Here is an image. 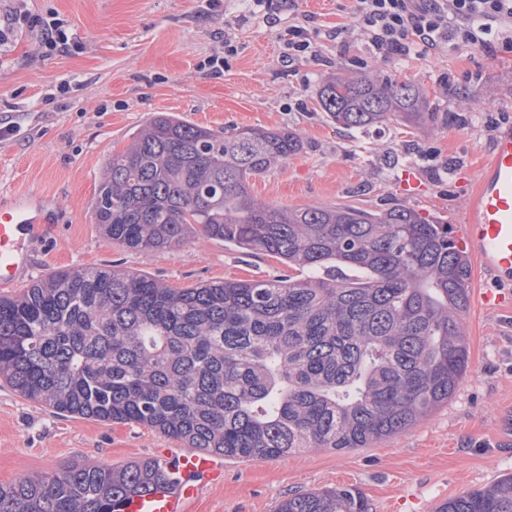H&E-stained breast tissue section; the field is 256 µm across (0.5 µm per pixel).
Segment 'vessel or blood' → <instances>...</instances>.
Here are the masks:
<instances>
[{
    "label": "vessel or blood",
    "instance_id": "1",
    "mask_svg": "<svg viewBox=\"0 0 512 512\" xmlns=\"http://www.w3.org/2000/svg\"><path fill=\"white\" fill-rule=\"evenodd\" d=\"M480 190L460 238L487 276L512 281V129L497 132ZM42 231L23 206L0 209V286L16 283L30 262V246ZM165 479L150 492L123 497L114 512H196L204 487L224 483L222 458L180 448L161 452Z\"/></svg>",
    "mask_w": 512,
    "mask_h": 512
}]
</instances>
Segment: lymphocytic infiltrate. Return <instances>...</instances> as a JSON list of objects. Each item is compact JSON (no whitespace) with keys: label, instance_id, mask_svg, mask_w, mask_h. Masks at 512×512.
<instances>
[{"label":"lymphocytic infiltrate","instance_id":"f902f5d3","mask_svg":"<svg viewBox=\"0 0 512 512\" xmlns=\"http://www.w3.org/2000/svg\"><path fill=\"white\" fill-rule=\"evenodd\" d=\"M16 0L4 27L0 46L20 29L38 32L44 55L68 49L69 30L52 15L34 16ZM350 13L365 43L364 56L389 60L416 55L432 56L444 46H487L512 53V0H351Z\"/></svg>","mask_w":512,"mask_h":512}]
</instances>
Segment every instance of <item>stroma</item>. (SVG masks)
Here are the masks:
<instances>
[{"label":"stroma","mask_w":512,"mask_h":512,"mask_svg":"<svg viewBox=\"0 0 512 512\" xmlns=\"http://www.w3.org/2000/svg\"><path fill=\"white\" fill-rule=\"evenodd\" d=\"M338 0H297L293 8L249 10L224 0H27L31 13H55L73 48L42 56L36 33L0 48V207L38 208L52 229L31 253V276L84 267L134 270L172 288L211 281L278 279L287 266L201 234L163 251H137L106 238L92 214L100 176L148 119L167 112L215 131L286 129L304 147L250 182L258 200L279 206H409L450 227L466 223L497 131L512 128V53L449 48L430 58L369 62L430 96L454 119L435 129L392 123L369 130L336 125L317 90L352 70L360 38H327L349 23ZM319 29L320 61L287 65L281 34L289 24ZM238 52L221 77L202 62ZM449 86H441L440 75ZM69 84L60 94L61 84ZM419 172L413 198L399 191L402 170ZM487 279L472 265L464 327L469 371L448 402L368 448H308L263 460L228 459L224 484L205 488L198 512H274L288 496L351 485L374 512H434L443 501L512 475V309L489 312ZM175 439L138 424L53 413L0 382V484L52 474L78 462L119 466L155 459Z\"/></svg>","instance_id":"obj_1"}]
</instances>
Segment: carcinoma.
<instances>
[{
    "label": "carcinoma",
    "instance_id": "carcinoma-1",
    "mask_svg": "<svg viewBox=\"0 0 512 512\" xmlns=\"http://www.w3.org/2000/svg\"><path fill=\"white\" fill-rule=\"evenodd\" d=\"M336 124H448L419 86L338 74L318 90ZM303 149L288 130L214 132L160 113L107 160L95 223L140 251L206 237L301 278L171 288L124 270L50 272L0 297V379L60 414L136 423L185 447L267 459L368 448L448 402L469 367L471 266L448 225L413 208L278 207L249 181ZM166 477L155 459L78 463L0 484V512H111ZM276 512H372L352 486ZM437 512H512V475Z\"/></svg>",
    "mask_w": 512,
    "mask_h": 512
}]
</instances>
